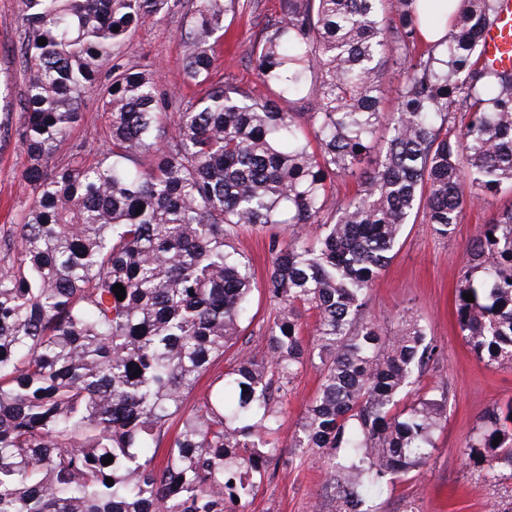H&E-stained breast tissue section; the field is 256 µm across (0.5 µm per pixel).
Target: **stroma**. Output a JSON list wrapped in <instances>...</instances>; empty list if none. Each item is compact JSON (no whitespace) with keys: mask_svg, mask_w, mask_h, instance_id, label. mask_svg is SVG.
Masks as SVG:
<instances>
[{"mask_svg":"<svg viewBox=\"0 0 512 512\" xmlns=\"http://www.w3.org/2000/svg\"><path fill=\"white\" fill-rule=\"evenodd\" d=\"M238 13L218 49L212 79L266 95L249 58V49L267 19L278 15L279 0H240ZM184 10L164 17H149L138 27L130 49L120 57L128 67L155 71L163 92L182 97L199 95L200 87L184 78L181 31ZM21 33L18 0H0V76L9 80L8 102L0 107V227L23 221L22 203L32 189L21 177L26 163L17 131L22 123L18 103L24 93L17 47ZM105 119L97 102L87 101L83 117L58 146L54 161L65 165L78 147L93 151L87 130L103 129ZM512 201L499 194L470 208L456 236L443 241L430 225H407L401 246L391 264L375 281L369 310L387 327H394L396 314L414 309L426 328L427 337L438 347V355L420 379L419 388L445 394L447 418L434 438L428 463L408 478L384 486L374 494L377 512H502L512 506V480L496 484L483 481L480 459L462 455L483 414L494 406L512 402V366H499L479 359L459 336L454 314L455 286L459 279L463 250L484 218ZM254 319L202 378L209 385L234 364L238 352L264 353L265 331L275 316V307L263 291L253 294ZM320 376L307 367L283 408L280 441L282 460L274 476L264 482L247 512H331L321 470L313 458L295 455L291 444L306 405L315 394Z\"/></svg>","mask_w":512,"mask_h":512,"instance_id":"obj_1","label":"stroma"}]
</instances>
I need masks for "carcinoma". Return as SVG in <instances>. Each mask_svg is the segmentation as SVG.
<instances>
[{
  "mask_svg": "<svg viewBox=\"0 0 512 512\" xmlns=\"http://www.w3.org/2000/svg\"><path fill=\"white\" fill-rule=\"evenodd\" d=\"M189 2L20 0L32 196L0 231V512H245L309 364L321 381L291 447L324 464L336 512H374L370 490L431 456L446 396L400 402L436 346L409 309L386 332L369 292L405 225L450 239L475 201L512 192V70L482 57L500 0H460L432 43L424 0H281L250 48L265 97L211 83L239 0ZM183 6L185 76L207 85L187 100L118 62L145 18ZM91 95L109 146L52 167ZM350 176L354 193L335 192ZM281 224L266 352L190 409L253 320L233 238ZM455 312L479 358L512 364V203L467 243ZM479 448L485 481L512 477L511 405L485 413L465 450Z\"/></svg>",
  "mask_w": 512,
  "mask_h": 512,
  "instance_id": "obj_1",
  "label": "carcinoma"
}]
</instances>
